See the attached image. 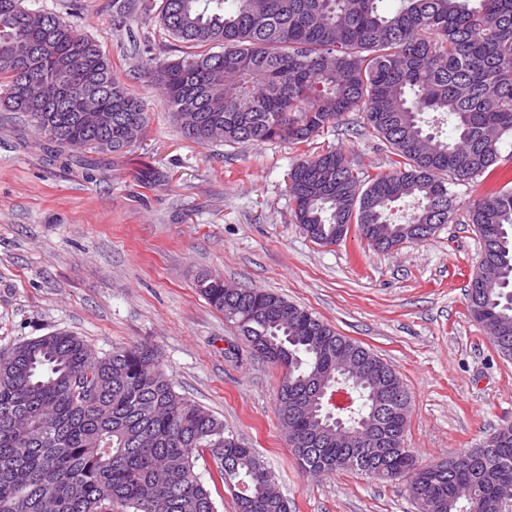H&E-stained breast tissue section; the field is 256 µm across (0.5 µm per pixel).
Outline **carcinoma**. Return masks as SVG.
<instances>
[{
  "mask_svg": "<svg viewBox=\"0 0 512 512\" xmlns=\"http://www.w3.org/2000/svg\"><path fill=\"white\" fill-rule=\"evenodd\" d=\"M162 0L160 21L188 51L149 59L144 74L164 91L163 103L198 144H304L349 112L394 155L388 172L372 174L330 149L289 173L294 218L315 243L335 245L336 226L355 224L371 247L384 240L421 242L426 224L456 216L452 187L477 182L485 193L465 223L485 225L483 285L467 288L473 319L489 320L512 359V169L501 144L512 138V0ZM146 0H112L121 19ZM220 51H215V48ZM0 109L26 118L61 167L88 180L107 177L106 156L125 151L143 133V104L112 74L96 41L53 13L23 0H0ZM96 112L112 116L105 132ZM448 119L454 136L433 131ZM88 149L94 157L76 153ZM415 207L402 223L395 204ZM196 287L232 322L252 349L287 371L278 388L281 424L303 435L294 452L302 471L357 472L383 467L387 480L417 488L410 449L383 454L336 443L333 409L301 421L294 399L313 393L312 373L334 383L336 351L352 339L308 310L256 288L231 291L202 277ZM362 394L345 427L368 425L382 410L388 441L408 393L394 395L371 366L352 377ZM210 454L221 480L237 488V512H288L267 494L254 449L204 407L175 390L157 351L147 344L99 355L59 331L0 352V512H216L197 473ZM466 462L434 475L427 489L434 512H512L493 497L512 481V432L487 452L458 453Z\"/></svg>",
  "mask_w": 512,
  "mask_h": 512,
  "instance_id": "cac0c4a2",
  "label": "carcinoma"
}]
</instances>
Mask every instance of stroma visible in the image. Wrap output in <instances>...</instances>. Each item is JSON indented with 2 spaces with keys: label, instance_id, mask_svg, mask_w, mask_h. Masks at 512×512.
Masks as SVG:
<instances>
[{
  "label": "stroma",
  "instance_id": "1",
  "mask_svg": "<svg viewBox=\"0 0 512 512\" xmlns=\"http://www.w3.org/2000/svg\"><path fill=\"white\" fill-rule=\"evenodd\" d=\"M95 39L148 126L112 155V175L88 181L46 161L31 127L0 121V351L57 331L99 354L147 343L177 392L249 442L289 512H416L407 483L339 471L303 474L284 438V370L242 339L195 282L218 275L284 296L369 348L410 395L406 445L431 465L512 424V360L471 317L465 296L481 257L456 220L426 241L376 250L350 228L319 245L293 217L287 174L340 149L370 172L391 155L351 112L308 143L200 146L186 139L143 74L147 57L184 44L157 11L112 22V0H24Z\"/></svg>",
  "mask_w": 512,
  "mask_h": 512
}]
</instances>
